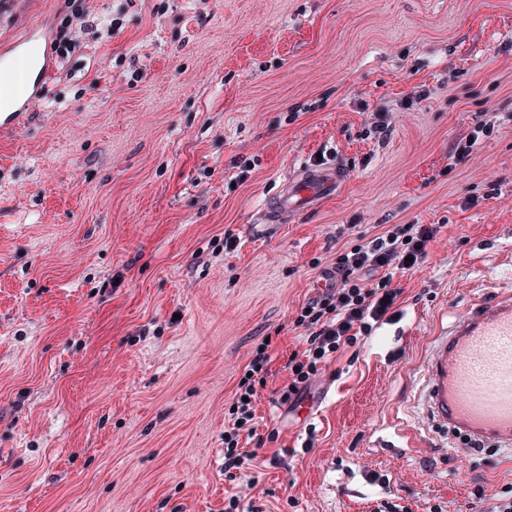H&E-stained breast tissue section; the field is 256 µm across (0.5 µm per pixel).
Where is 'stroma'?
Segmentation results:
<instances>
[{"label":"stroma","mask_w":512,"mask_h":512,"mask_svg":"<svg viewBox=\"0 0 512 512\" xmlns=\"http://www.w3.org/2000/svg\"><path fill=\"white\" fill-rule=\"evenodd\" d=\"M36 25L76 48L0 134V512H483L512 488L413 407L437 328L512 280V0H0L1 48ZM320 161L341 192L262 222ZM392 224L435 226L428 257L299 418L275 402L292 321ZM263 342L256 430L279 437L231 480ZM268 343H261L252 354V358L244 368V373L238 381L234 401L228 410L231 427L224 430V475L229 479L236 478V472H240L255 458V450L247 451L241 445V440L250 439V444L256 440L255 447L264 446L268 442H276L275 432L268 434L266 439L256 433L255 404L260 389H264L269 375V363L271 356L268 353ZM264 348V351H260ZM251 374V377H247ZM244 397L248 402H244ZM242 432H245L244 434ZM235 471V472H234Z\"/></svg>","instance_id":"35a3bbf8"}]
</instances>
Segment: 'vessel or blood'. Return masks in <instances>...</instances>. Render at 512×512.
<instances>
[{"label": "vessel or blood", "instance_id": "1", "mask_svg": "<svg viewBox=\"0 0 512 512\" xmlns=\"http://www.w3.org/2000/svg\"><path fill=\"white\" fill-rule=\"evenodd\" d=\"M53 71L49 43L41 41L33 77L0 111L1 132L26 120ZM343 179L337 168L302 170L283 185L267 210V222L311 209L334 194ZM423 372V406L432 419L472 443L501 448L502 465L512 468V290L475 300L464 315L439 328Z\"/></svg>", "mask_w": 512, "mask_h": 512}]
</instances>
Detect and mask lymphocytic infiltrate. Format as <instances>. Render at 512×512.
<instances>
[{"instance_id": "1", "label": "lymphocytic infiltrate", "mask_w": 512, "mask_h": 512, "mask_svg": "<svg viewBox=\"0 0 512 512\" xmlns=\"http://www.w3.org/2000/svg\"><path fill=\"white\" fill-rule=\"evenodd\" d=\"M435 234V228L425 224H394L337 254L334 269L339 283L318 292L293 321L294 329L303 333L305 347L287 359L288 381L279 390L278 404L295 407L332 361L363 344L385 321L401 294L393 284L395 271L421 265ZM270 361L268 351H254L238 381L228 410L231 425L224 432L225 477H234L255 457L244 450L243 439L260 446L276 439L272 433L258 437L255 429V402L266 384Z\"/></svg>"}]
</instances>
